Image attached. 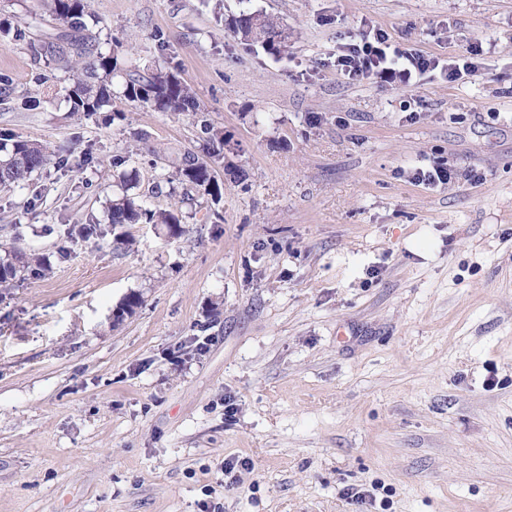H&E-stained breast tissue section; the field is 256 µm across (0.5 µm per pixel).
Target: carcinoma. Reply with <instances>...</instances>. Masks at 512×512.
<instances>
[{
  "instance_id": "obj_1",
  "label": "carcinoma",
  "mask_w": 512,
  "mask_h": 512,
  "mask_svg": "<svg viewBox=\"0 0 512 512\" xmlns=\"http://www.w3.org/2000/svg\"><path fill=\"white\" fill-rule=\"evenodd\" d=\"M44 9L59 23L57 32L41 36L28 44L34 63L48 75L40 83L44 99H49L58 74L68 75L70 86L66 101L69 111L91 116L109 106L118 95L132 106H150L159 112L189 113L199 127L201 152L186 151L172 161V176L180 184L208 196L213 203L221 201L224 183L218 181L212 164L225 159L228 140L224 132L212 126L194 89L172 71L158 70L148 77L126 73L115 52L102 51L93 26L98 19L90 11L89 0H40ZM234 36L245 45H258L269 54L288 53L291 32L278 19L262 12H242L227 22ZM124 77L119 91L112 80ZM53 164L62 166L64 158L47 146L30 140L0 142V188L28 181L33 173ZM110 226L126 224H161L170 233L180 231L179 216L169 209H149L140 197L123 192L108 207ZM51 271L50 262L12 247L4 248L0 257V292L9 291L28 278H42ZM142 304L140 295H129L115 314L116 321L132 314Z\"/></svg>"
}]
</instances>
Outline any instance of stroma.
<instances>
[{"instance_id": "35a3bbf8", "label": "stroma", "mask_w": 512, "mask_h": 512, "mask_svg": "<svg viewBox=\"0 0 512 512\" xmlns=\"http://www.w3.org/2000/svg\"><path fill=\"white\" fill-rule=\"evenodd\" d=\"M89 5L104 51L195 89L248 180L218 162L220 205L184 199L131 134L195 150L191 116L26 108L39 69L0 42V136L67 161L0 189V244L52 266L0 297V512H512V0ZM256 11L292 28L289 55L225 29ZM1 19L58 26L38 0ZM367 23L484 53L455 82L352 81L336 57ZM436 163L448 184L414 182ZM133 170L181 234L70 236L108 224Z\"/></svg>"}]
</instances>
